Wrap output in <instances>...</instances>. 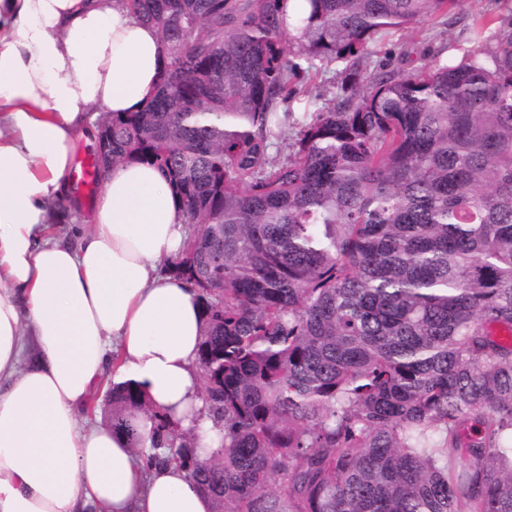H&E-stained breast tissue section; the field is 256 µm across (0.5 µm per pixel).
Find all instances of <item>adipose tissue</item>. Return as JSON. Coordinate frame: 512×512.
I'll list each match as a JSON object with an SVG mask.
<instances>
[{
	"label": "adipose tissue",
	"mask_w": 512,
	"mask_h": 512,
	"mask_svg": "<svg viewBox=\"0 0 512 512\" xmlns=\"http://www.w3.org/2000/svg\"><path fill=\"white\" fill-rule=\"evenodd\" d=\"M164 63L157 29L121 0H0V512H211L184 469L80 420L108 372L175 433L219 446L202 414L203 310L168 270L187 237L176 195L133 161L107 170L76 241L49 211L73 190L76 141L99 112L141 109Z\"/></svg>",
	"instance_id": "1"
}]
</instances>
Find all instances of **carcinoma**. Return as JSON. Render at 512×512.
Instances as JSON below:
<instances>
[{
    "mask_svg": "<svg viewBox=\"0 0 512 512\" xmlns=\"http://www.w3.org/2000/svg\"><path fill=\"white\" fill-rule=\"evenodd\" d=\"M123 0L166 63L97 127L157 167L188 225L170 270L205 314L224 445L202 459L127 381L105 423L212 512H512V18L474 48L368 68L460 0ZM336 66L341 100L288 111Z\"/></svg>",
    "mask_w": 512,
    "mask_h": 512,
    "instance_id": "carcinoma-1",
    "label": "carcinoma"
}]
</instances>
